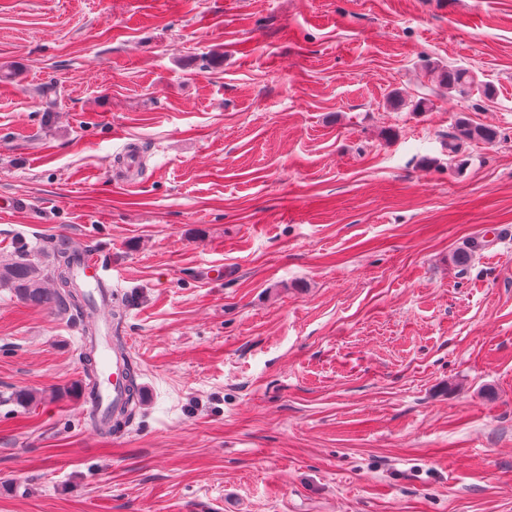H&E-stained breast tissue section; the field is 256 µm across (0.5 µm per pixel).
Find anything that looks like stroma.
Masks as SVG:
<instances>
[{
  "label": "stroma",
  "mask_w": 512,
  "mask_h": 512,
  "mask_svg": "<svg viewBox=\"0 0 512 512\" xmlns=\"http://www.w3.org/2000/svg\"><path fill=\"white\" fill-rule=\"evenodd\" d=\"M54 240L148 393L99 434L0 288V512H512V0H0V259ZM432 72L436 74L437 84L451 92L468 93L476 88L485 98H492L495 95L494 87L490 84L478 85L472 72L468 68L459 66L433 67ZM498 136L497 131L486 125L474 124L467 116L461 115L455 121L453 134L448 139V163H467L461 159L462 147L471 143L491 144ZM75 276L87 289L98 312L109 303L112 295V280L101 258L81 250L78 254Z\"/></svg>",
  "instance_id": "35a3bbf8"
}]
</instances>
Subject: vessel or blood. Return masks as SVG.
Instances as JSON below:
<instances>
[{"instance_id": "obj_1", "label": "vessel or blood", "mask_w": 512, "mask_h": 512, "mask_svg": "<svg viewBox=\"0 0 512 512\" xmlns=\"http://www.w3.org/2000/svg\"><path fill=\"white\" fill-rule=\"evenodd\" d=\"M75 276L87 289L96 307L102 308L109 303L112 280L101 258L86 251L80 252ZM95 350L100 358L95 389L97 414L120 417L128 409L132 351L127 346H112L110 326L105 322L100 325Z\"/></svg>"}]
</instances>
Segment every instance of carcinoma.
Listing matches in <instances>:
<instances>
[{
    "instance_id": "obj_1",
    "label": "carcinoma",
    "mask_w": 512,
    "mask_h": 512,
    "mask_svg": "<svg viewBox=\"0 0 512 512\" xmlns=\"http://www.w3.org/2000/svg\"><path fill=\"white\" fill-rule=\"evenodd\" d=\"M437 84L448 92L468 93L477 90L483 97L492 98L494 87L477 84L472 72L464 67H434ZM497 131L486 125L475 124L461 115L455 121L453 134L448 139V162L461 166L467 160L461 158L462 147L471 143L491 144ZM76 253L69 245H51L49 262L30 258V251L20 245L14 254L0 261V288H9L26 304L43 307L53 303L62 313L75 312L83 318L85 340L93 342L99 325L95 313L89 311L90 299L75 281L72 267Z\"/></svg>"
}]
</instances>
